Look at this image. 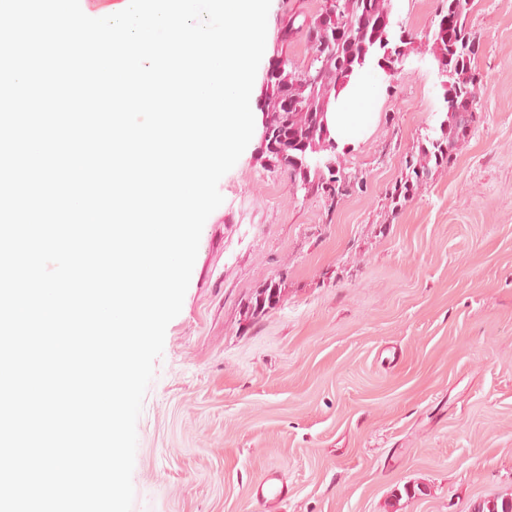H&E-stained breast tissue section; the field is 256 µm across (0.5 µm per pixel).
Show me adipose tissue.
Listing matches in <instances>:
<instances>
[{
  "mask_svg": "<svg viewBox=\"0 0 512 512\" xmlns=\"http://www.w3.org/2000/svg\"><path fill=\"white\" fill-rule=\"evenodd\" d=\"M380 78L376 69L360 71L340 92L328 114L330 135L337 148L356 147L373 129L380 107L376 96Z\"/></svg>",
  "mask_w": 512,
  "mask_h": 512,
  "instance_id": "1",
  "label": "adipose tissue"
}]
</instances>
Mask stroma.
I'll return each instance as SVG.
<instances>
[{"mask_svg": "<svg viewBox=\"0 0 512 512\" xmlns=\"http://www.w3.org/2000/svg\"><path fill=\"white\" fill-rule=\"evenodd\" d=\"M439 0H391L407 57L371 135L335 151L332 194L252 141L218 184L180 314L138 418L133 512H471L512 493V0H468L482 80L453 165L407 162L439 137ZM322 0H271L267 60ZM277 307H249L268 284ZM286 503L257 502L270 472ZM316 168H317V166H312L309 170V174L304 175L302 172V169L297 168L295 163L288 160V167L286 169H284L285 170L284 172L289 174V176L291 178L294 176V181L299 176L302 179L303 184L305 186L308 185V190H309V188L313 189V187H314V189H315V187H316V191L321 189L322 191L327 192L329 194L331 192L335 193L336 182H338L337 176L336 177L332 176L329 179H325L324 177H322L321 174H319L317 172ZM311 172L313 173L314 179H317V182L314 180L313 181L310 180ZM308 177H309V180H307ZM332 183H334V184H332Z\"/></svg>", "mask_w": 512, "mask_h": 512, "instance_id": "1", "label": "stroma"}]
</instances>
